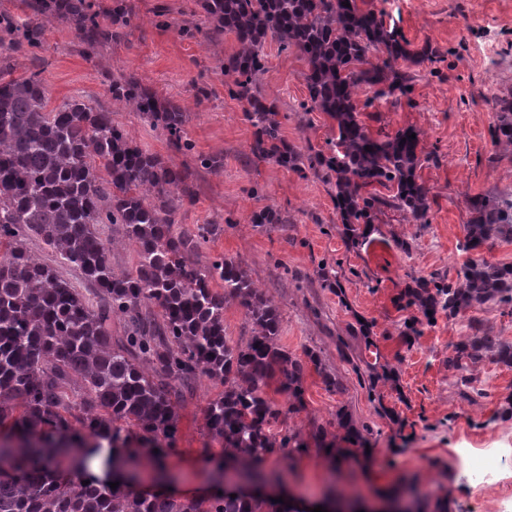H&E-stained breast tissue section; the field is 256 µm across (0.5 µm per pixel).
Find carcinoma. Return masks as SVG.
<instances>
[{"mask_svg":"<svg viewBox=\"0 0 512 512\" xmlns=\"http://www.w3.org/2000/svg\"><path fill=\"white\" fill-rule=\"evenodd\" d=\"M203 7L213 22L212 39L236 38L224 87L245 104L256 128V157L303 171V154L284 142L277 105L258 86L271 39L305 62L304 111L336 122V150L316 153L308 167L333 183L341 223L352 232L356 224L375 223L384 207L428 223V190L416 175L420 131L407 127L375 137L359 114L380 98L410 97L413 76L399 62H443V54L428 45L408 49L385 13L365 11L357 0H203ZM29 9L35 21L23 25L0 14V33L7 34L0 37V430L6 431L0 512H285L272 499L226 495L219 481L209 496L188 499L133 492L122 482L113 490L96 478L144 448L158 450L157 474H165L179 393L202 377L224 387L205 409L208 432L224 442L213 460L215 477L228 461H258L288 447L292 438L279 439L270 427L303 405L304 363L279 344L280 313L241 266L226 256L207 266L191 260L211 228L174 230L177 210L191 199L182 171L141 149L112 113L77 98L50 109L40 72L14 75L12 53L40 48L57 21L71 20L75 37L90 48L122 39L131 25L125 0H112L109 26L101 25L88 0H31ZM364 89L374 95L361 102ZM112 101L161 128L176 151L192 149L181 106L135 75L112 77ZM491 138L512 147L507 100ZM97 159L108 175L105 185L94 172ZM373 184L392 195L363 193ZM471 211L465 249L496 236L512 238L511 199L480 196ZM252 222L285 220L267 207ZM32 237L51 249L54 263L28 250ZM126 240L137 247L136 266L118 272L110 251ZM64 266L78 270L91 289L76 287L61 272ZM215 281L224 292L212 288ZM405 297L428 321L440 309L454 319L476 305L512 306V264L470 258L456 281H417ZM230 302L245 309L253 326L243 345L225 333ZM114 317L126 323L118 339L110 331ZM485 353L512 366V346L488 335L458 344L448 365L464 369ZM272 379L288 394L286 410L265 391ZM64 460L84 471L89 484L68 479Z\"/></svg>","mask_w":512,"mask_h":512,"instance_id":"1","label":"carcinoma"}]
</instances>
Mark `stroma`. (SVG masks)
<instances>
[{
  "mask_svg": "<svg viewBox=\"0 0 512 512\" xmlns=\"http://www.w3.org/2000/svg\"><path fill=\"white\" fill-rule=\"evenodd\" d=\"M126 3L131 25L101 58L87 57L70 27L59 24L46 31L37 53L18 56L17 69L41 70L51 105L84 98L111 112L143 148L173 166H189L193 198L175 220L185 230L213 225L200 263L218 255L239 261L278 306L282 345L297 355L314 350L335 375L332 390L307 368L302 407L272 430L297 434L308 449H276L260 470L281 474L284 495L314 502L376 504L386 492L408 512H512L499 489L478 494L457 464L481 448L512 449V367L484 359L464 374L467 387L460 384L464 375L448 367L454 346L470 334V320L512 345V307L490 304L456 319L440 312L408 338L403 321L418 310L398 302L415 280L454 278L468 259L464 226L475 197L512 196V152L500 151L490 136L499 100H512V0H364L386 10L412 49L429 43L450 57L439 69L413 66L412 103L384 98L360 115L374 134L408 126L421 132L416 174L428 189L427 223H409L388 208L356 238L340 221L330 185L313 172L288 171L253 155L255 129L243 103L224 90V63L236 41L229 34L218 42L207 38L202 0ZM185 25L195 27L194 36L182 34ZM264 52L260 89L277 104L283 138L307 156L328 150L336 137L333 120L300 107L307 98L303 61L271 40ZM121 72L181 105L192 153L175 151L162 130L113 105L112 77ZM197 84L208 86V99H196ZM216 154L220 169L196 166V156ZM265 207L278 209L283 223L252 224L253 212ZM217 392L202 378L177 405V434L166 459L177 489L213 485L210 459L220 445L207 432L205 408ZM340 412L352 432L335 426ZM325 433L339 437L344 453L337 464L317 450Z\"/></svg>",
  "mask_w": 512,
  "mask_h": 512,
  "instance_id": "obj_1",
  "label": "stroma"
}]
</instances>
